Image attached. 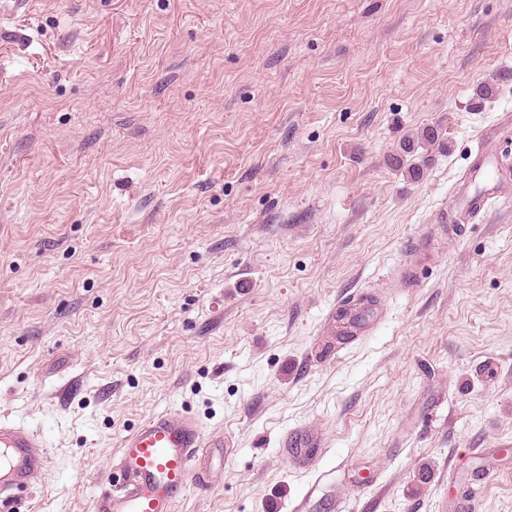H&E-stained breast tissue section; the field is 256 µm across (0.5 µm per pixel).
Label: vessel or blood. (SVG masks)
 <instances>
[{
  "mask_svg": "<svg viewBox=\"0 0 512 512\" xmlns=\"http://www.w3.org/2000/svg\"><path fill=\"white\" fill-rule=\"evenodd\" d=\"M216 441L188 412L171 409L124 436L118 453L121 480L101 491L88 512H177L189 489H208L213 471L203 451ZM44 438L0 419V506L29 488L46 466Z\"/></svg>",
  "mask_w": 512,
  "mask_h": 512,
  "instance_id": "vessel-or-blood-1",
  "label": "vessel or blood"
}]
</instances>
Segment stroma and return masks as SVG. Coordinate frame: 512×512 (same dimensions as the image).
Wrapping results in <instances>:
<instances>
[{"instance_id":"1","label":"stroma","mask_w":512,"mask_h":512,"mask_svg":"<svg viewBox=\"0 0 512 512\" xmlns=\"http://www.w3.org/2000/svg\"><path fill=\"white\" fill-rule=\"evenodd\" d=\"M434 125L451 148L409 180L391 157ZM486 138L512 141V0L0 21V415L48 453L12 512H87L123 436L174 408L228 442L177 512H459L477 468L474 512H512V178L428 236ZM301 428L312 469L281 448ZM511 75H500L489 80L482 81L476 85L472 93V107L480 109L487 103L493 102L498 95L500 81L507 79Z\"/></svg>"}]
</instances>
